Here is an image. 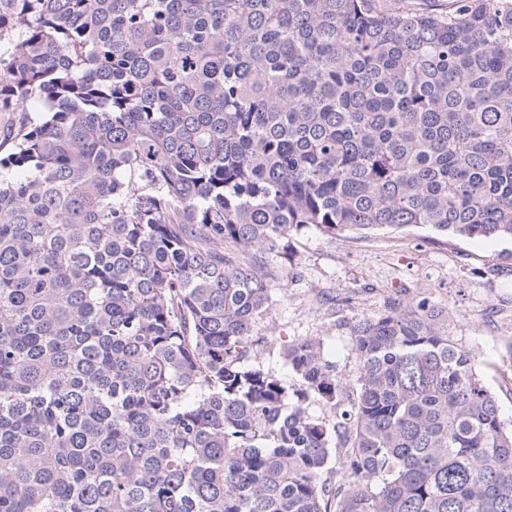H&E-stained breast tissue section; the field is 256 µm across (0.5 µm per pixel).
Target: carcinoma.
Listing matches in <instances>:
<instances>
[{"instance_id":"carcinoma-1","label":"carcinoma","mask_w":512,"mask_h":512,"mask_svg":"<svg viewBox=\"0 0 512 512\" xmlns=\"http://www.w3.org/2000/svg\"><path fill=\"white\" fill-rule=\"evenodd\" d=\"M1 112L0 512H512L447 309L253 335L311 230L512 241V0H0Z\"/></svg>"}]
</instances>
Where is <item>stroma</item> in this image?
<instances>
[{
  "label": "stroma",
  "mask_w": 512,
  "mask_h": 512,
  "mask_svg": "<svg viewBox=\"0 0 512 512\" xmlns=\"http://www.w3.org/2000/svg\"><path fill=\"white\" fill-rule=\"evenodd\" d=\"M283 299L256 324L255 335L287 343L322 336L338 374L357 365L347 325L375 316L392 289L448 308V331L482 363L488 386L512 420V241L444 238L423 227L327 240L310 231L295 244L293 266L274 282Z\"/></svg>",
  "instance_id": "stroma-1"
}]
</instances>
